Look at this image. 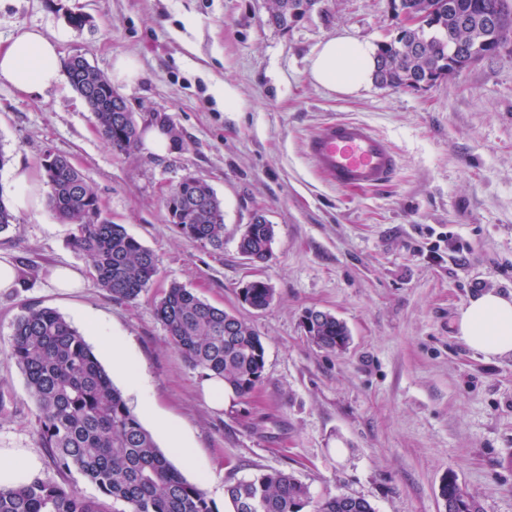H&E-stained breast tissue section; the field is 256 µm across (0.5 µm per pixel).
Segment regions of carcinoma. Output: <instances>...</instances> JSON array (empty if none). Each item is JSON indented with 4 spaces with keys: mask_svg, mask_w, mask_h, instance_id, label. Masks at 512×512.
<instances>
[{
    "mask_svg": "<svg viewBox=\"0 0 512 512\" xmlns=\"http://www.w3.org/2000/svg\"><path fill=\"white\" fill-rule=\"evenodd\" d=\"M321 0H272L269 23L288 29L309 16ZM507 9L505 0H393L400 11L428 12L429 28L397 33L377 43L375 82L382 87L407 88L437 78L452 63L467 67L462 56H448V31L455 18L468 15L471 26L459 38L481 45L479 4ZM72 88L111 83L93 66L69 73ZM96 127L118 155L139 145L137 124L112 125V113L89 102ZM53 178L41 169L50 211L71 226V244L90 261L89 275L112 298L136 301L159 273V259L128 234L121 224L93 209L95 189L69 161ZM207 203L195 190L178 200L180 233L215 250L224 249V208L214 190L203 186ZM273 225H253L251 236L237 243L262 260L271 257ZM253 306L263 310L272 301L270 288H253ZM154 314L167 328L171 346L202 376L215 375L242 399L262 381L265 347L259 334L244 322L227 332V312L184 285L173 282L156 303ZM309 340L336 351L346 347L349 332L334 315L317 324ZM11 356L25 376L36 402L37 436L61 475L77 472L96 484L103 498H86L57 483L34 478L17 487H0V512H217L213 502L189 482L158 448L121 392L98 361L82 334L58 312L38 305L24 308L13 324ZM112 499L107 508L105 499ZM226 499L232 512H342L336 497H316L307 484L283 471H268L230 483Z\"/></svg>",
    "mask_w": 512,
    "mask_h": 512,
    "instance_id": "carcinoma-1",
    "label": "carcinoma"
}]
</instances>
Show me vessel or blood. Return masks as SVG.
Masks as SVG:
<instances>
[{
	"instance_id": "vessel-or-blood-1",
	"label": "vessel or blood",
	"mask_w": 512,
	"mask_h": 512,
	"mask_svg": "<svg viewBox=\"0 0 512 512\" xmlns=\"http://www.w3.org/2000/svg\"><path fill=\"white\" fill-rule=\"evenodd\" d=\"M306 152L326 181L338 188L382 187L399 168L388 141L358 121L324 123L308 138Z\"/></svg>"
}]
</instances>
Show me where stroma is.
Segmentation results:
<instances>
[{
    "label": "stroma",
    "mask_w": 512,
    "mask_h": 512,
    "mask_svg": "<svg viewBox=\"0 0 512 512\" xmlns=\"http://www.w3.org/2000/svg\"><path fill=\"white\" fill-rule=\"evenodd\" d=\"M270 0H0V43L38 28L64 56L82 54L110 75L116 55L137 58L140 81L118 86L139 126L167 114L181 141L166 154L114 155L70 85L23 97L0 82V193L15 199L13 167L39 173L45 151L66 156L93 185L104 212L160 260L133 303L87 279L71 228L45 202L15 207L0 233V260L19 284L0 292V455L35 459L37 477L94 497L79 474L58 473L37 436L36 406L10 355L12 325L31 304L56 310L102 365V336L120 339L146 376L152 414L178 424L194 457L182 467L206 482L219 512L226 485L265 471L293 474L316 496L350 495L376 512H445L440 485L455 476L482 512H512V359L488 362L456 336L461 307L478 291L512 292V51L472 65L423 92L372 85L342 96L313 84L318 44L343 31L377 43L400 20L390 0H322L290 30L268 22ZM89 15L83 30L65 20ZM231 89L236 111L224 109ZM362 121L400 159L388 185L326 183L305 143L330 119ZM224 205V247L183 237L164 194L185 174ZM273 224L272 256L246 262L239 235L255 214ZM68 266L83 287L56 288ZM259 278L273 298L241 303ZM251 326L265 346L263 379L223 408L204 398L199 370L169 343L154 305L170 283ZM343 321L351 341L331 352L306 336V310ZM260 284H264L265 286H267L266 282L263 281L262 279H259V278H255V279H251L247 282L244 283V285L240 288V292H239V297L242 301V303L246 304L247 306H249L250 308L252 309H257V310H263L265 309L267 306H269V304L271 303L272 301V298H273V294H272V290L271 288H253V286L255 285H260ZM248 288H251V292H250V297H251V301H252V304L249 300V296H248Z\"/></svg>",
    "instance_id": "stroma-1"
}]
</instances>
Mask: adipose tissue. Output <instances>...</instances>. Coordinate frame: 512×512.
<instances>
[{"label":"adipose tissue","instance_id":"ef3b65f1","mask_svg":"<svg viewBox=\"0 0 512 512\" xmlns=\"http://www.w3.org/2000/svg\"><path fill=\"white\" fill-rule=\"evenodd\" d=\"M375 67V50L369 42L339 33L317 46L309 76L330 92L354 96L373 82ZM0 81L21 96L62 85L58 40L37 28L19 30L6 45H0ZM456 333L485 360L512 357V293L494 288L478 292L460 310Z\"/></svg>","mask_w":512,"mask_h":512}]
</instances>
